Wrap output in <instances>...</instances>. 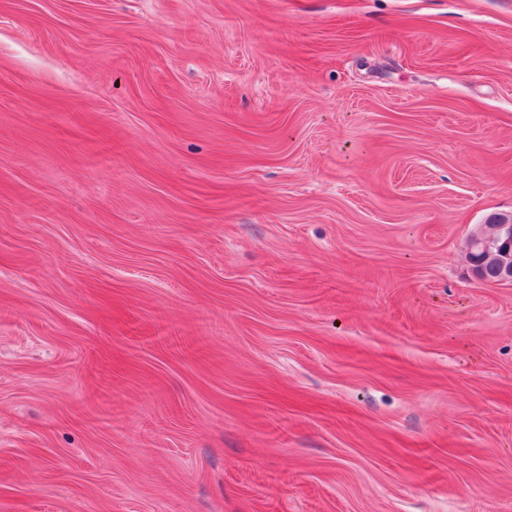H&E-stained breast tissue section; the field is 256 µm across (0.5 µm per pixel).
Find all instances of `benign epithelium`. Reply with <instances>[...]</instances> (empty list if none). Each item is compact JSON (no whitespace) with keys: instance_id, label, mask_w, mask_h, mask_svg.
Returning a JSON list of instances; mask_svg holds the SVG:
<instances>
[{"instance_id":"obj_1","label":"benign epithelium","mask_w":512,"mask_h":512,"mask_svg":"<svg viewBox=\"0 0 512 512\" xmlns=\"http://www.w3.org/2000/svg\"><path fill=\"white\" fill-rule=\"evenodd\" d=\"M486 223L494 233H472L467 240V258L473 278L481 283L512 285V213H495Z\"/></svg>"}]
</instances>
